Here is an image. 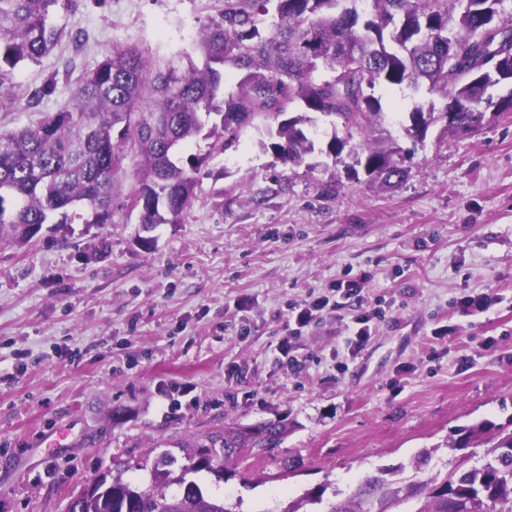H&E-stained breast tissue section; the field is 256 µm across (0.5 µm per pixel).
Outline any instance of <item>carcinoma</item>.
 I'll return each instance as SVG.
<instances>
[{
  "mask_svg": "<svg viewBox=\"0 0 512 512\" xmlns=\"http://www.w3.org/2000/svg\"><path fill=\"white\" fill-rule=\"evenodd\" d=\"M369 19L361 20L358 0H224L217 19L201 25L195 41L202 65L171 59L161 66L135 47L114 48L85 73L75 94L35 126L0 133V240L24 245L45 224H110L123 161L134 163L136 186L119 207L138 213L150 231L178 224L196 197L201 155L185 152L200 143L209 152L235 148L246 126L260 123L268 141L261 143L282 163H302L318 152L337 159L353 134L355 165L373 180L391 183L409 172L413 148H403L384 130L387 115L375 88L414 93L426 88L460 107L457 124L446 125L447 109L417 100L403 135L418 144L417 130L441 123L448 134H470L483 126L492 97L470 77L486 67L490 39L484 19L503 17V0H367ZM72 0H0V108L15 104L13 71L36 64L68 38L80 46L81 30L67 32L51 23ZM451 37L438 42L417 34L419 20ZM502 57V80L512 81V49ZM242 73L237 90L224 93V72ZM56 76L32 91L27 104L37 107L54 93ZM341 121L344 135L332 128L316 147L317 116ZM386 131L382 137L378 131ZM287 428L279 421L226 427L223 455L204 444L196 457L201 469L226 480L248 460L282 471L286 457L270 453L280 447ZM475 440L491 444V457L480 465L461 462L443 478L400 486L373 476L325 512H388L392 501L416 499L415 512H512V429L483 420L458 429L450 448ZM158 469L145 488L103 478L92 501H75L68 512H137L165 507L173 498L179 512H233L224 498L205 494L194 481ZM175 483L178 492L166 488Z\"/></svg>",
  "mask_w": 512,
  "mask_h": 512,
  "instance_id": "carcinoma-1",
  "label": "carcinoma"
}]
</instances>
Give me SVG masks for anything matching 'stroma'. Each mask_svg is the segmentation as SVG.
Returning <instances> with one entry per match:
<instances>
[{
	"label": "stroma",
	"instance_id": "35a3bbf8",
	"mask_svg": "<svg viewBox=\"0 0 512 512\" xmlns=\"http://www.w3.org/2000/svg\"><path fill=\"white\" fill-rule=\"evenodd\" d=\"M223 9L77 0L56 22L85 31L83 46L15 70L0 132L56 111L113 47L194 54L183 30ZM65 55L75 67L60 77ZM53 75L55 92L28 108ZM264 137L250 126L207 156L184 221L153 231L151 248L121 209L108 224L44 225L23 247L0 241V512H66L98 476L145 486L159 463L180 476L191 442L270 420L287 425L277 453L300 468L191 480L237 512H286L320 487L322 502L344 500L382 469L409 483L484 460L486 443H449L457 427L512 415V116L460 137L431 128L394 187L317 153L282 164ZM340 279L360 281L382 312L353 354L352 308L294 331L292 306ZM479 293L496 304L460 307Z\"/></svg>",
	"mask_w": 512,
	"mask_h": 512
}]
</instances>
